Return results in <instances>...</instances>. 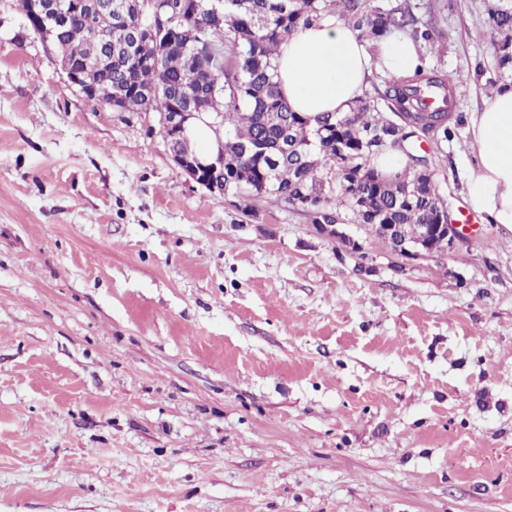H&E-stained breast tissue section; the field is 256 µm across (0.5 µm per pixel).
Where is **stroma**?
I'll list each match as a JSON object with an SVG mask.
<instances>
[{
  "label": "stroma",
  "mask_w": 512,
  "mask_h": 512,
  "mask_svg": "<svg viewBox=\"0 0 512 512\" xmlns=\"http://www.w3.org/2000/svg\"><path fill=\"white\" fill-rule=\"evenodd\" d=\"M374 2L446 35L467 208L489 0ZM348 231L199 186L0 0V512H512V232L401 266Z\"/></svg>",
  "instance_id": "obj_1"
}]
</instances>
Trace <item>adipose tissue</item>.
<instances>
[{"label": "adipose tissue", "mask_w": 512, "mask_h": 512, "mask_svg": "<svg viewBox=\"0 0 512 512\" xmlns=\"http://www.w3.org/2000/svg\"><path fill=\"white\" fill-rule=\"evenodd\" d=\"M412 41L385 39L378 54L347 26L327 19L300 28L283 42L276 59L284 97L302 116L342 113L364 97L373 72L403 77L419 65ZM478 164L468 180L474 209L512 232V88L489 97L472 121Z\"/></svg>", "instance_id": "1"}]
</instances>
